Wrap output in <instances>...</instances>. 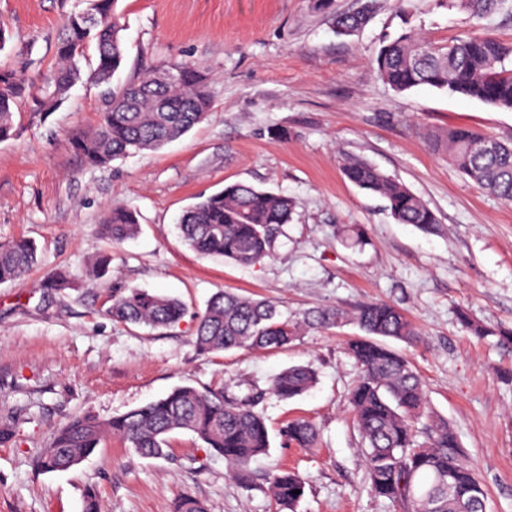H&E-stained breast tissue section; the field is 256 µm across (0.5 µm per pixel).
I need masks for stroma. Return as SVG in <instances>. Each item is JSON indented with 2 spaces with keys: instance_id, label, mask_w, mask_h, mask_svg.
Instances as JSON below:
<instances>
[{
  "instance_id": "obj_1",
  "label": "stroma",
  "mask_w": 512,
  "mask_h": 512,
  "mask_svg": "<svg viewBox=\"0 0 512 512\" xmlns=\"http://www.w3.org/2000/svg\"><path fill=\"white\" fill-rule=\"evenodd\" d=\"M78 0H0L7 42L0 67L42 83L55 69V42ZM356 0H119L125 59L121 85L151 66L191 62L210 76L213 106L181 139L103 167L85 165L74 137L97 120L103 87L82 81L51 111L18 108L19 133L0 142V243L33 241L38 262L0 285V420L16 423L0 444V512H82L96 488L104 512H171L190 493L209 512H278L270 475L304 478L294 512H401L372 493L348 396L358 371L346 355L357 325L305 328L277 350L204 354L195 315L221 291L276 303L303 320L312 310H354L369 301L401 308L424 339L396 342L421 376L429 405L455 429L464 459L483 482L487 512H512V204L482 191L433 150L429 135L453 126L512 137V110L420 86L398 92L377 76L384 37L411 26L445 43L475 24L448 0H379L351 36L336 35L337 13ZM360 158L401 182L437 215L431 231L398 223L385 200L342 174ZM244 182L291 197L295 209L272 255L241 266L205 257L180 237L177 222L199 197ZM131 207L139 234L110 246L97 232L112 204ZM362 241L349 242L352 228ZM111 252L104 277L92 260ZM61 270L75 275L51 290ZM130 288L180 299L186 313L168 328L112 320L114 295ZM466 312L488 335L457 320ZM308 364L318 383L283 400L274 375ZM266 390L258 409L271 446L250 466L242 490L223 458L191 434H173L165 457L143 458L117 438L67 471L34 466L51 434L73 415L107 420L173 388ZM294 417L316 424L315 448L282 445Z\"/></svg>"
}]
</instances>
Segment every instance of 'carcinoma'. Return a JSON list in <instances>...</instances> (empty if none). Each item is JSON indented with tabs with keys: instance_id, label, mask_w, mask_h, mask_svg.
I'll use <instances>...</instances> for the list:
<instances>
[{
	"instance_id": "obj_1",
	"label": "carcinoma",
	"mask_w": 512,
	"mask_h": 512,
	"mask_svg": "<svg viewBox=\"0 0 512 512\" xmlns=\"http://www.w3.org/2000/svg\"><path fill=\"white\" fill-rule=\"evenodd\" d=\"M117 3L86 0L84 9L67 17L55 45L57 69L46 86L38 88L12 70L0 69V141L17 134L19 103H26L34 115L42 114L82 78L108 86L97 123L74 141L76 151L91 167L160 149L205 119L212 105L210 81L195 65L156 67L116 90L111 88L124 61ZM455 5L478 21L497 11L512 14V0H455ZM376 8L377 0H358L355 10L336 16V33H353L371 19ZM90 45L94 46L92 58L86 57ZM374 62L380 79L398 92L428 85L512 110V43L499 40L481 25L445 45L418 33H401L378 49ZM431 143L481 189L512 203V139L458 126L432 134ZM342 172L358 188L385 199L397 222L424 230L438 223L426 202L370 163L350 158ZM294 207L286 195L236 182L190 206L178 229L184 242L200 254L251 266L272 254L277 233L291 221ZM100 232L116 244L134 238L139 233L135 212L124 205L112 206ZM35 261L36 248L25 238L0 244V284L19 281ZM184 312L179 300L141 289L114 296L108 309L115 321L153 328L176 324ZM348 321L367 333L350 340L346 353L358 369L349 403L372 492L403 512H486V490L463 462L454 428L428 410L424 385L408 358L382 342L384 338L409 345L422 342L398 307L366 302L349 313L332 306L300 322L284 317L269 301L222 291L199 314L195 345L204 354L239 348L283 349L299 338L305 323L329 329ZM316 383L314 369L297 364L273 376L270 390L282 399H292ZM262 398L261 391L239 398L220 389L183 385L107 421L76 415L52 433L35 466L44 473L73 468L111 436L142 457L159 458L166 454L170 435L185 431L209 453L224 458L246 489L250 463L270 448L265 418L256 411ZM279 435L282 444L297 448H312L318 439L314 423L301 417L288 420ZM271 490L280 508L292 510L304 496L305 482L297 472L280 469L271 476ZM173 512L207 509L196 497L184 494L175 501Z\"/></svg>"
}]
</instances>
